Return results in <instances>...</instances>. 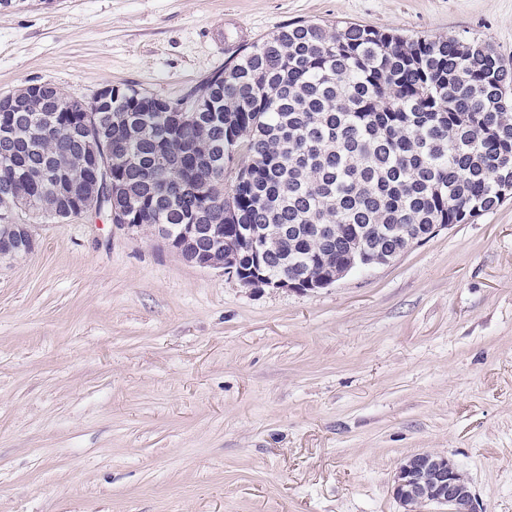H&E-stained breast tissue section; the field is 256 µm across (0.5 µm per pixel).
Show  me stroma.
I'll return each mask as SVG.
<instances>
[{
	"mask_svg": "<svg viewBox=\"0 0 512 512\" xmlns=\"http://www.w3.org/2000/svg\"><path fill=\"white\" fill-rule=\"evenodd\" d=\"M465 35L512 0H0V95L180 98L294 22ZM0 261V512H403L447 456L512 512V198L315 291L249 288L88 213Z\"/></svg>",
	"mask_w": 512,
	"mask_h": 512,
	"instance_id": "obj_1",
	"label": "stroma"
}]
</instances>
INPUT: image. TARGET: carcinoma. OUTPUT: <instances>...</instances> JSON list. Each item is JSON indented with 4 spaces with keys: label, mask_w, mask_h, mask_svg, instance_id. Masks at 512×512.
I'll list each match as a JSON object with an SVG mask.
<instances>
[{
    "label": "carcinoma",
    "mask_w": 512,
    "mask_h": 512,
    "mask_svg": "<svg viewBox=\"0 0 512 512\" xmlns=\"http://www.w3.org/2000/svg\"><path fill=\"white\" fill-rule=\"evenodd\" d=\"M512 68L490 44L404 37L355 23H293L237 49L190 93L209 104L182 124L184 96L119 88L109 104L51 84L39 99L0 96V257L21 255L32 218H72L60 185L91 193L94 143L122 183L116 207L139 228L210 224L202 264L267 232L274 277L350 263L343 243L405 250L420 224H464L512 184Z\"/></svg>",
    "instance_id": "carcinoma-1"
}]
</instances>
